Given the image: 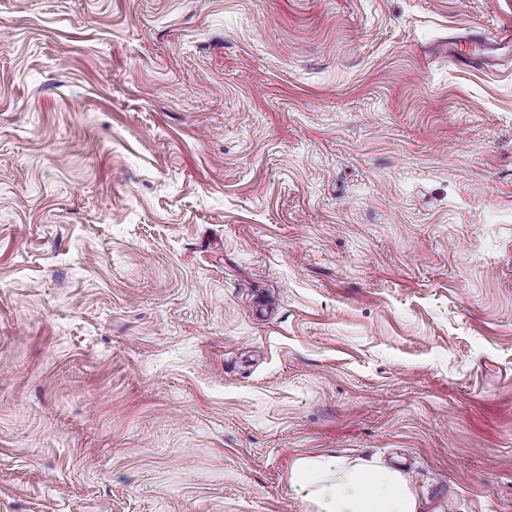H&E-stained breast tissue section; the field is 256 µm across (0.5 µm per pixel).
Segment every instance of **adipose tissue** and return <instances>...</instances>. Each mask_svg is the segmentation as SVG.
<instances>
[{"mask_svg": "<svg viewBox=\"0 0 512 512\" xmlns=\"http://www.w3.org/2000/svg\"><path fill=\"white\" fill-rule=\"evenodd\" d=\"M291 488L313 512H419V500L396 469L351 461L337 455L296 460Z\"/></svg>", "mask_w": 512, "mask_h": 512, "instance_id": "obj_1", "label": "adipose tissue"}]
</instances>
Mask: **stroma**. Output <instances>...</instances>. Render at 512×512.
I'll list each match as a JSON object with an SVG mask.
<instances>
[{"label":"stroma","instance_id":"35a3bbf8","mask_svg":"<svg viewBox=\"0 0 512 512\" xmlns=\"http://www.w3.org/2000/svg\"><path fill=\"white\" fill-rule=\"evenodd\" d=\"M512 0H0V512H310L296 459L512 512ZM469 43L479 48L478 53H469L464 51L458 52V47L453 45L448 49V55L458 63H465L467 59H481L487 66L496 61L498 58L503 57L500 50L511 48L512 46V30L509 27L500 29L496 34L491 37L475 35L470 37Z\"/></svg>","mask_w":512,"mask_h":512}]
</instances>
